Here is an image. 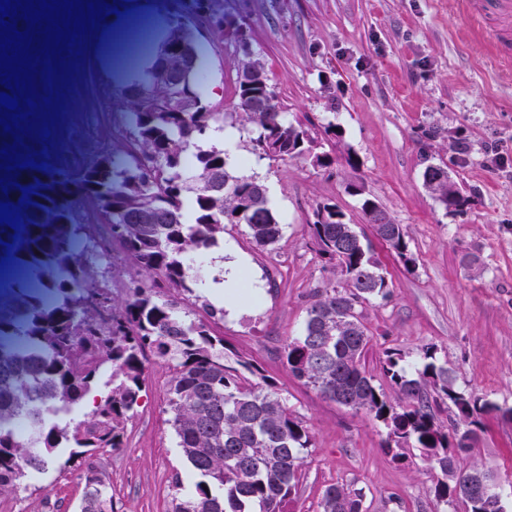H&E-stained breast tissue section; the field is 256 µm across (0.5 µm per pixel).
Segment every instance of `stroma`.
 <instances>
[{
  "instance_id": "obj_1",
  "label": "stroma",
  "mask_w": 512,
  "mask_h": 512,
  "mask_svg": "<svg viewBox=\"0 0 512 512\" xmlns=\"http://www.w3.org/2000/svg\"><path fill=\"white\" fill-rule=\"evenodd\" d=\"M195 16L205 46L208 100L232 111L244 62L261 59L289 120L306 123L315 152L286 161L258 159L246 142L242 171L266 185L283 235L274 250L257 248L244 228L224 239L245 262L258 302L240 301L216 331L230 352L249 357L275 377L289 405L310 425L314 448L294 503L320 512L325 485L362 491L367 512H466L434 495L439 478L418 451L393 461L385 433L369 417L324 399L289 378L280 361L286 339L299 335L316 288L336 273L307 233L313 210L333 203L346 221L362 224L371 198L404 226L412 269L381 242L373 249L388 272L391 294L366 304L372 342L365 367L377 372L385 350L417 361L431 347L460 390L493 405L468 462L482 464L512 485V176L491 168L498 145L512 156V67L502 65L487 31L474 27L457 0H208ZM69 53L51 90L61 108L38 103V140H16L25 152L73 172L105 155H127L132 128L127 102L106 81L90 36ZM336 133H328V126ZM440 165L465 197L447 210L423 182ZM359 185L362 195L351 194ZM99 283L122 302L135 278L131 262L106 232L82 257ZM168 369L155 365L126 428L120 453L101 457L112 485L114 512H168L169 485L195 475L166 422ZM82 493L76 476L51 470L27 491L0 500V512H75Z\"/></svg>"
}]
</instances>
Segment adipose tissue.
I'll return each mask as SVG.
<instances>
[{"label":"adipose tissue","mask_w":512,"mask_h":512,"mask_svg":"<svg viewBox=\"0 0 512 512\" xmlns=\"http://www.w3.org/2000/svg\"><path fill=\"white\" fill-rule=\"evenodd\" d=\"M164 12L158 9L155 0H125L122 14H106L95 33L98 59L105 78L112 86L126 88L137 81L139 72L151 63L141 56L128 60L120 54V46L126 45L137 23L149 22L155 34H163Z\"/></svg>","instance_id":"ef3b65f1"}]
</instances>
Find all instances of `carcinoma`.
<instances>
[{
    "label": "carcinoma",
    "mask_w": 512,
    "mask_h": 512,
    "mask_svg": "<svg viewBox=\"0 0 512 512\" xmlns=\"http://www.w3.org/2000/svg\"><path fill=\"white\" fill-rule=\"evenodd\" d=\"M132 43L152 55L135 84L119 93L131 103L129 122L134 150L124 161L100 156L78 173L48 162L45 169H12L18 187L0 191L21 216L20 229L0 224V258L29 273L33 281L0 283V497L27 489V478L50 467L61 475L92 478L83 486L77 512H114L112 486L95 458L125 447L127 422L133 417L150 364L171 371L166 388L168 423L182 456L199 477L183 492L171 482V512H292L303 468L312 453L307 421L288 405L277 380L254 360L224 355V337L214 326L224 310L211 305L195 288L201 283L188 259L207 249L227 226L245 228L260 249L282 237L268 193L237 168L246 164L214 146L197 148L194 174L184 166L190 147L215 124L243 118L252 150L272 161L304 153L327 166L331 158L312 152L300 124L285 116L283 104L264 66L250 60L243 71L267 82L263 104L238 82L236 112H215L206 98L207 73L191 19L176 14L159 44L137 32ZM280 143L279 154L266 146ZM443 167L430 165L424 184L445 209L465 199L453 181L431 184ZM32 188L25 195L23 188ZM92 206L118 243L152 284L134 288L119 307L105 289L84 275L78 248L95 244L96 224L77 220L74 205ZM363 200L365 223L406 269L414 265L404 228L388 221L374 224ZM336 209L316 206L308 233L318 251L336 269V282L314 292L303 333L283 346L288 375L325 399L363 412L386 430L392 459L415 448L441 474L435 496L445 503L464 501L467 512H488L477 502L498 500L507 512L508 493L487 469L458 470L462 455L476 441L483 407L455 386L447 363L426 348L419 366L398 351L384 352L380 376L362 364L371 335L364 305L390 295L387 273L374 257L365 233L344 221L324 223L321 215ZM191 305L204 311L191 317ZM111 370L109 390L82 418L64 421L73 407ZM391 388V397L386 388ZM452 410L450 425L440 423L441 405ZM33 428L21 443L16 423ZM69 449L66 459L58 450ZM321 512H365L364 496L339 484L323 488Z\"/></svg>",
    "instance_id": "1"
}]
</instances>
